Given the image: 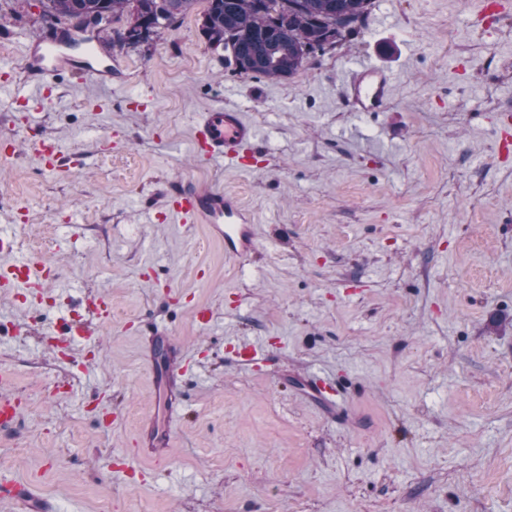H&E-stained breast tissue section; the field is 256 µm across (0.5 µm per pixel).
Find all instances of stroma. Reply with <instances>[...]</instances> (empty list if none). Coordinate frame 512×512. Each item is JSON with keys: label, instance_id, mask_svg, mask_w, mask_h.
Segmentation results:
<instances>
[{"label": "stroma", "instance_id": "35a3bbf8", "mask_svg": "<svg viewBox=\"0 0 512 512\" xmlns=\"http://www.w3.org/2000/svg\"><path fill=\"white\" fill-rule=\"evenodd\" d=\"M373 0L355 42L286 79L228 77L202 33L203 0L129 53L98 47L112 81L62 75L40 114L0 99V231L50 266V301L0 293V370L25 406L0 431V470L34 480L57 512H512V0ZM0 0V82L26 76L41 37ZM394 71L387 111L352 112L351 60ZM241 107L262 131L241 167L202 163L196 112ZM64 146L62 172L31 141ZM203 178L236 194L258 249L224 254L205 226L149 224L166 191ZM78 219L81 234L70 238ZM112 300L94 345L60 353L59 318ZM212 313L194 319L196 306ZM167 328L196 370L160 463L128 474L155 410L141 330ZM270 341L266 372L229 346ZM321 370L347 414L300 391ZM115 416L105 424L106 413Z\"/></svg>", "mask_w": 512, "mask_h": 512}]
</instances>
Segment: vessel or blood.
Segmentation results:
<instances>
[{"label":"vessel or blood","mask_w":512,"mask_h":512,"mask_svg":"<svg viewBox=\"0 0 512 512\" xmlns=\"http://www.w3.org/2000/svg\"><path fill=\"white\" fill-rule=\"evenodd\" d=\"M29 76L26 84L13 87L12 100L28 111H38L45 100L50 81L63 74H72L98 83H106L112 68L101 63L92 49L82 51L57 40L38 41L30 49ZM392 75L389 70L368 60L351 63L345 83L353 111L369 115L386 111L391 100ZM258 128L236 106L220 105L204 109L195 116L191 142L195 154L210 164L242 165L243 152L258 138ZM45 169H61L62 151L58 141L47 139L35 142ZM166 217L181 224L185 232H193L198 225H205L209 235L223 243L226 257L245 260L257 249L253 233V218L237 200L212 185H199L185 181L174 189L166 201ZM51 269L42 263L19 260L0 268V288L15 293L34 294L43 290L51 278ZM112 306L108 298H101L99 306L88 318L81 321L62 320L56 334L65 344L75 340L92 339L93 322L110 319ZM233 352L240 363L259 367L264 360V345L243 340L237 342ZM148 365L153 377L156 403L160 416L144 419L138 429L137 444L142 456L159 459L164 457L171 442V426L177 417L167 396L177 382L189 372V361L183 360L171 336L160 328L149 332ZM304 390L310 400L328 410H336L344 391L341 380L307 374L302 378ZM8 372H0V429L14 427L21 413V403L8 388ZM0 499L12 503L17 512H56L54 503L41 496L34 481L18 479L12 472L0 470Z\"/></svg>","instance_id":"obj_1"}]
</instances>
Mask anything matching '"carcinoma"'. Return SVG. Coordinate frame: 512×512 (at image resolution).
<instances>
[{
  "label": "carcinoma",
  "mask_w": 512,
  "mask_h": 512,
  "mask_svg": "<svg viewBox=\"0 0 512 512\" xmlns=\"http://www.w3.org/2000/svg\"><path fill=\"white\" fill-rule=\"evenodd\" d=\"M198 0H41L42 23L70 37L68 24L94 21V32L121 51L140 48L112 23L133 11L142 13L154 36L174 26L195 9ZM202 29L208 48L224 52L230 76L288 78L324 56L330 28L340 41L357 38L372 0H206Z\"/></svg>",
  "instance_id": "carcinoma-1"
}]
</instances>
